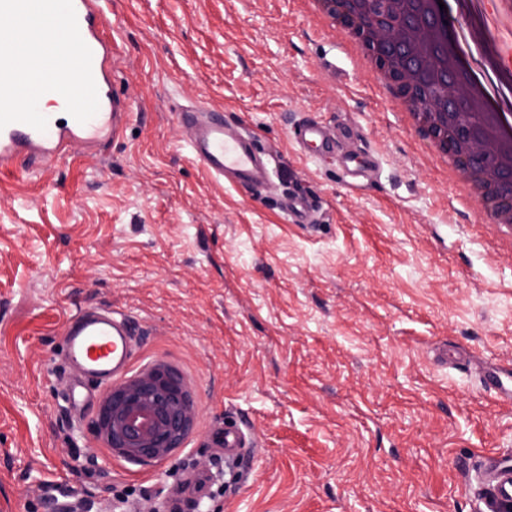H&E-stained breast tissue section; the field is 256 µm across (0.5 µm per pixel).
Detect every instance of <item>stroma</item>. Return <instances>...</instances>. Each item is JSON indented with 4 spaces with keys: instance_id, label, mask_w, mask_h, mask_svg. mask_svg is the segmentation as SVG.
<instances>
[{
    "instance_id": "1",
    "label": "stroma",
    "mask_w": 512,
    "mask_h": 512,
    "mask_svg": "<svg viewBox=\"0 0 512 512\" xmlns=\"http://www.w3.org/2000/svg\"><path fill=\"white\" fill-rule=\"evenodd\" d=\"M119 35L122 137L48 172L0 175V512H115L114 490L159 505L185 472L209 476L186 512H478L484 458L512 455V406L457 352L512 365V230L477 205L395 111L340 27L304 0H107ZM201 103L252 131L282 185L319 205L286 223L265 194L192 160L178 114ZM352 128L377 172L348 189L298 153L300 122ZM108 305L142 332L135 372H178L192 426L136 463L81 422L51 367L65 317ZM257 446L236 466L215 428Z\"/></svg>"
}]
</instances>
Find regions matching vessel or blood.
I'll use <instances>...</instances> for the list:
<instances>
[{
  "label": "vessel or blood",
  "instance_id": "obj_1",
  "mask_svg": "<svg viewBox=\"0 0 512 512\" xmlns=\"http://www.w3.org/2000/svg\"><path fill=\"white\" fill-rule=\"evenodd\" d=\"M102 3L103 0H73L80 35L92 52L91 69L99 98L97 112L83 123L70 115L61 118L47 113L48 124L43 131L22 122L1 128V171L14 168L21 158L38 161L47 168L58 159L101 150L123 133L132 101L112 81L113 64ZM181 116L189 154L212 177L240 185L259 184L268 194L277 193L279 185L274 173L250 132L228 126L200 106L182 111ZM292 138L304 156L318 160L337 156L349 188L361 187L375 166L370 156L348 147L344 137L322 123H301L294 128ZM283 209L292 223L313 221V207L299 193H289ZM61 334V368L66 379L63 400L78 417L89 407L93 389L111 385L130 372L137 352V333L124 312L96 305L72 312ZM479 379L486 392L512 405V368L489 366ZM216 437V453L224 459L240 458L256 445L253 437L235 426L217 432ZM472 489L482 512H512V461L486 458Z\"/></svg>",
  "mask_w": 512,
  "mask_h": 512
}]
</instances>
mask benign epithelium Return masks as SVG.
Instances as JSON below:
<instances>
[{"label": "benign epithelium", "mask_w": 512, "mask_h": 512, "mask_svg": "<svg viewBox=\"0 0 512 512\" xmlns=\"http://www.w3.org/2000/svg\"><path fill=\"white\" fill-rule=\"evenodd\" d=\"M327 10L355 28L381 62L402 60L397 80L405 87L414 85L424 65V48L431 38L426 25L415 24L395 34L375 24L369 17L368 0H322ZM446 96L442 100L419 99L414 113L419 121L443 137L459 130L467 116L456 104L466 98V88L445 74ZM462 168L475 185L500 184L508 200L495 203L499 222L512 224V152L482 139H471L463 146ZM192 424L191 403L177 373L164 365L112 386L99 411L98 433L110 448L124 457L148 463L166 457L179 447Z\"/></svg>", "instance_id": "obj_1"}]
</instances>
